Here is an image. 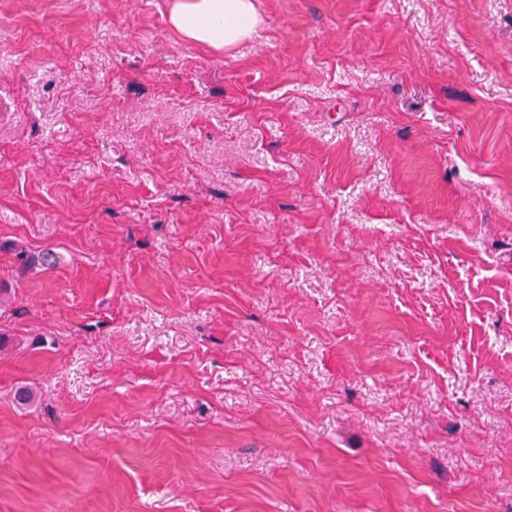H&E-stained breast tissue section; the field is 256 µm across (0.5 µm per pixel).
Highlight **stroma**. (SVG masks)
Segmentation results:
<instances>
[{
  "instance_id": "1",
  "label": "stroma",
  "mask_w": 512,
  "mask_h": 512,
  "mask_svg": "<svg viewBox=\"0 0 512 512\" xmlns=\"http://www.w3.org/2000/svg\"><path fill=\"white\" fill-rule=\"evenodd\" d=\"M168 7L0 0V512H512V0ZM170 27L218 53L253 38L263 26L254 0H170Z\"/></svg>"
}]
</instances>
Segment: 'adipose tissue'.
I'll return each mask as SVG.
<instances>
[{"label":"adipose tissue","instance_id":"1","mask_svg":"<svg viewBox=\"0 0 512 512\" xmlns=\"http://www.w3.org/2000/svg\"><path fill=\"white\" fill-rule=\"evenodd\" d=\"M168 23L187 42L221 53L253 38L263 19L254 0H170Z\"/></svg>","mask_w":512,"mask_h":512}]
</instances>
